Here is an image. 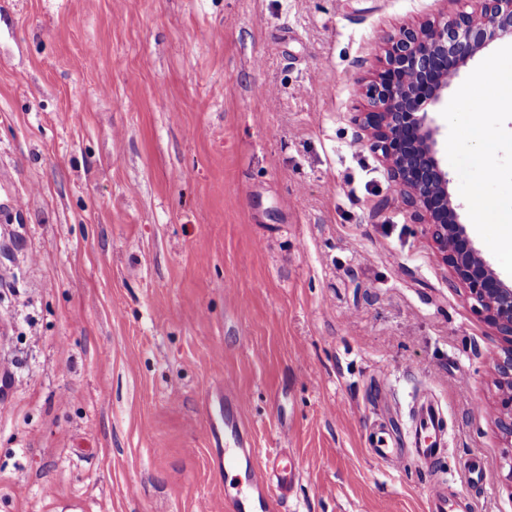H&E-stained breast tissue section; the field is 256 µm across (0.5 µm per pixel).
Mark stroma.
Instances as JSON below:
<instances>
[{
  "label": "stroma",
  "instance_id": "1",
  "mask_svg": "<svg viewBox=\"0 0 512 512\" xmlns=\"http://www.w3.org/2000/svg\"><path fill=\"white\" fill-rule=\"evenodd\" d=\"M460 8L0 0V512H225L228 411L298 462L282 512L437 475L512 512L498 342L355 122L382 39ZM422 393L446 449L393 471ZM369 450L371 454L393 466L395 469H400L403 461V453L398 448H390L386 437L382 432H373L369 439Z\"/></svg>",
  "mask_w": 512,
  "mask_h": 512
}]
</instances>
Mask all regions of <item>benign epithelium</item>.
Listing matches in <instances>:
<instances>
[{
    "label": "benign epithelium",
    "mask_w": 512,
    "mask_h": 512,
    "mask_svg": "<svg viewBox=\"0 0 512 512\" xmlns=\"http://www.w3.org/2000/svg\"><path fill=\"white\" fill-rule=\"evenodd\" d=\"M460 2L471 10L402 25L384 39L381 66L355 121L371 151L390 168L396 193L413 210L453 281L501 344L493 361L499 378L495 424L512 445V283L495 273L459 220L438 158L439 128L430 117L462 66L491 42L512 40V0Z\"/></svg>",
    "instance_id": "7a95c632"
}]
</instances>
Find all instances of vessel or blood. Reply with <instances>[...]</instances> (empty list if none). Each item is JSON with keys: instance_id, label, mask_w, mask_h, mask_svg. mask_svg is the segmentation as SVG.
Masks as SVG:
<instances>
[{"instance_id": "b4317fda", "label": "vessel or blood", "mask_w": 512, "mask_h": 512, "mask_svg": "<svg viewBox=\"0 0 512 512\" xmlns=\"http://www.w3.org/2000/svg\"><path fill=\"white\" fill-rule=\"evenodd\" d=\"M447 440L443 412L435 398L426 396L414 406L413 426L409 437L411 453L423 467H430L439 448ZM371 454L401 468L403 455L390 447L382 432H373L369 439ZM224 467L240 474V492L231 496L235 512H272L285 501L295 483L297 463L288 452L279 450L256 460L251 448H228L224 451ZM464 501L449 498L440 484L428 488V512H460Z\"/></svg>"}]
</instances>
